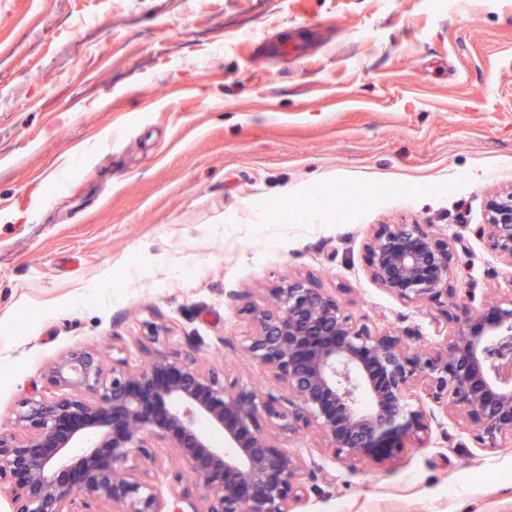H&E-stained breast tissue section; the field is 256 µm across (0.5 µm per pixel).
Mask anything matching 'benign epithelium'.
Here are the masks:
<instances>
[{"label": "benign epithelium", "mask_w": 512, "mask_h": 512, "mask_svg": "<svg viewBox=\"0 0 512 512\" xmlns=\"http://www.w3.org/2000/svg\"><path fill=\"white\" fill-rule=\"evenodd\" d=\"M483 231L512 269V187L488 201ZM455 256L456 240L421 224L388 226L368 244L370 280L397 300H451L453 329L424 351L354 320L308 275L267 289L244 351L280 396L159 348L136 368L113 360L110 373L96 351L61 353L47 369L61 394L27 397L19 433L0 435V499L9 512H297L307 464L282 435L308 432L349 469L382 465L428 447L430 423L450 410L481 447H512V289L473 309L450 286ZM148 397L166 404L167 422L146 411Z\"/></svg>", "instance_id": "7a95c632"}]
</instances>
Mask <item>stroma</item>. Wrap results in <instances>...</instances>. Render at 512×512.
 <instances>
[{
    "mask_svg": "<svg viewBox=\"0 0 512 512\" xmlns=\"http://www.w3.org/2000/svg\"><path fill=\"white\" fill-rule=\"evenodd\" d=\"M510 185L512 0H0V434L74 346L176 350L278 392L242 347L291 275L434 344L452 319L375 285L366 246L434 225L483 309L512 282L481 235ZM339 187L348 221L304 213ZM294 447L299 512H512V447L453 416L382 467Z\"/></svg>",
    "mask_w": 512,
    "mask_h": 512,
    "instance_id": "obj_1",
    "label": "stroma"
}]
</instances>
